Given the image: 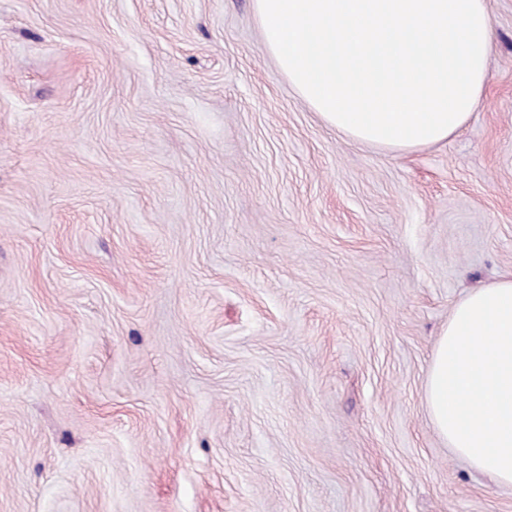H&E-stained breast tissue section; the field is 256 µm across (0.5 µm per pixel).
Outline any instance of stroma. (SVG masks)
Wrapping results in <instances>:
<instances>
[{
    "instance_id": "obj_1",
    "label": "stroma",
    "mask_w": 512,
    "mask_h": 512,
    "mask_svg": "<svg viewBox=\"0 0 512 512\" xmlns=\"http://www.w3.org/2000/svg\"><path fill=\"white\" fill-rule=\"evenodd\" d=\"M479 107L327 125L252 0H0V512H512L425 401L512 275V0Z\"/></svg>"
}]
</instances>
